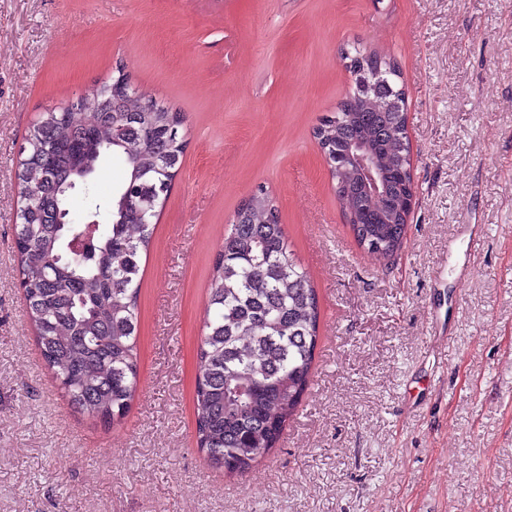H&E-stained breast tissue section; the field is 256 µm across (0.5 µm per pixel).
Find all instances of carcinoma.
<instances>
[{"label": "carcinoma", "instance_id": "cac0c4a2", "mask_svg": "<svg viewBox=\"0 0 512 512\" xmlns=\"http://www.w3.org/2000/svg\"><path fill=\"white\" fill-rule=\"evenodd\" d=\"M354 76L350 108L320 121L315 138L357 242L377 240L364 248L388 258L408 232L405 191L395 184L363 204L357 169L336 153L354 139L396 171L408 153L406 116ZM143 102L142 112H105L91 93L81 112L42 113L16 173L14 248L43 361L70 405L105 424L123 419L137 390L139 258L186 147L184 117ZM106 163L121 172L107 197L96 181ZM59 208L69 223H56ZM319 319L308 272L259 187L215 257L197 352L195 434L212 466L244 474L275 447L311 385Z\"/></svg>", "mask_w": 512, "mask_h": 512}]
</instances>
